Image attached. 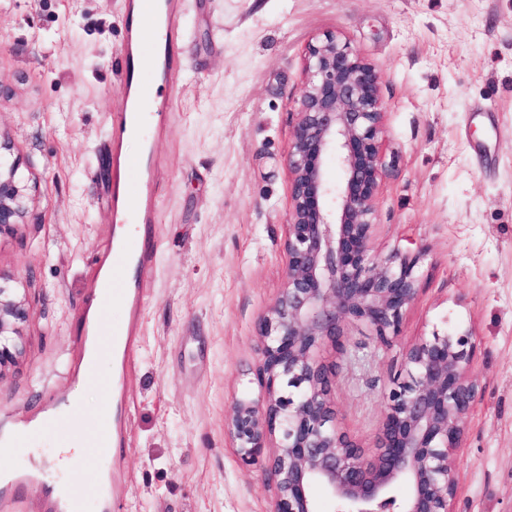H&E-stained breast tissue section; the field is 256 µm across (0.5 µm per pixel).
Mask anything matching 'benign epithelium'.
Here are the masks:
<instances>
[{
  "instance_id": "obj_1",
  "label": "benign epithelium",
  "mask_w": 512,
  "mask_h": 512,
  "mask_svg": "<svg viewBox=\"0 0 512 512\" xmlns=\"http://www.w3.org/2000/svg\"><path fill=\"white\" fill-rule=\"evenodd\" d=\"M303 75L287 158L284 284L259 323V392L235 401L227 432L243 464H260L273 477L274 512H320L317 488L337 512H454L456 456L477 396L469 332H436L406 348L404 378L385 397L372 444L341 424L329 353L342 351L349 320L382 344L400 336L425 252L374 248L386 167L380 73L325 33L307 45ZM21 165L1 135L0 236L27 223L36 198V177ZM28 317L25 297L0 275V377L23 354Z\"/></svg>"
}]
</instances>
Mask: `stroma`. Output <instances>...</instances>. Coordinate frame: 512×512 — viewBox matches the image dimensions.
<instances>
[{
  "label": "stroma",
  "instance_id": "stroma-1",
  "mask_svg": "<svg viewBox=\"0 0 512 512\" xmlns=\"http://www.w3.org/2000/svg\"><path fill=\"white\" fill-rule=\"evenodd\" d=\"M121 0H0V133L37 177L0 273L29 307L0 416L71 390L90 262L112 242L107 116L122 105ZM172 116L152 141L157 256L125 387L123 512H274L226 423L258 392V324L284 282L286 159L305 47L333 32L381 74L386 169L374 247L424 249L400 338L348 323L336 355L345 429L372 442L405 348L472 335L479 394L455 512H512V0H187Z\"/></svg>",
  "mask_w": 512,
  "mask_h": 512
}]
</instances>
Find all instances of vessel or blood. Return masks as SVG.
Instances as JSON below:
<instances>
[{
	"instance_id": "1",
	"label": "vessel or blood",
	"mask_w": 512,
	"mask_h": 512,
	"mask_svg": "<svg viewBox=\"0 0 512 512\" xmlns=\"http://www.w3.org/2000/svg\"><path fill=\"white\" fill-rule=\"evenodd\" d=\"M185 0H123L122 14L126 20V37L121 54L124 104L111 113L109 127L112 143L109 155L108 193L114 212L130 214L135 223L155 221L154 179L157 163L153 154L133 161L125 152L128 138L144 133L145 123L165 120L170 110L169 98L155 94L152 84L142 78V55L145 43H153L164 52L163 70L179 68L180 60L172 54L174 45L184 39ZM110 263L114 279L104 280L100 298L92 317L85 321L80 334L84 337L88 357L77 366L90 370L92 361L111 359L129 370L133 357L136 323L146 297L141 272L151 263V255L143 250L138 239L119 238L112 243ZM120 299L127 307V318L120 324H109L107 308L112 299ZM103 395L112 403V412L95 424L85 425L72 395L49 394L42 403L39 416H21L4 424L0 445L14 448L39 441L40 417L52 419L60 431V447H78L70 465L79 472L75 482L53 486L44 504L45 512H84L94 504L97 512H118L122 499L120 482L104 464L103 451L122 447L125 439L120 379L105 383ZM50 467L41 454L29 456L26 464L12 467L7 481L0 483V512H8L15 490L42 485Z\"/></svg>"
}]
</instances>
